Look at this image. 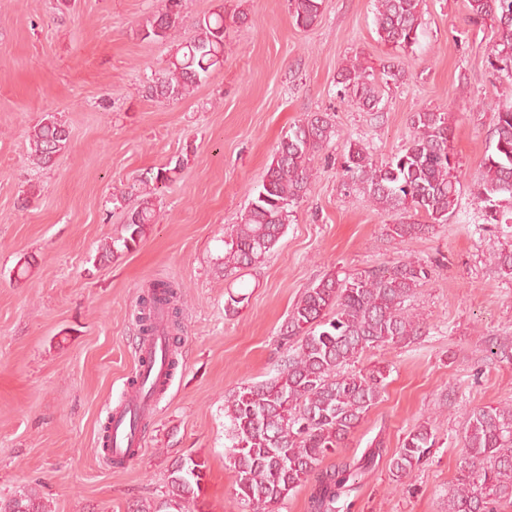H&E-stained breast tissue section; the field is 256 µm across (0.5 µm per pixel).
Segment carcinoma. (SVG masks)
I'll return each instance as SVG.
<instances>
[{
	"instance_id": "cac0c4a2",
	"label": "carcinoma",
	"mask_w": 512,
	"mask_h": 512,
	"mask_svg": "<svg viewBox=\"0 0 512 512\" xmlns=\"http://www.w3.org/2000/svg\"><path fill=\"white\" fill-rule=\"evenodd\" d=\"M379 38L403 51L419 45L420 0H376ZM473 22L491 21L500 34V48L489 65L512 80V0H468ZM295 25L317 21L322 0H290ZM183 0H164L147 17L139 35L168 38L182 20ZM224 12L197 22L196 35L184 43L146 93L151 98L179 100L224 64ZM402 80L399 70L379 73L353 65L339 73L343 95L359 107L375 110L382 85ZM413 137L403 152L376 163L367 148L349 143L342 175L351 179L384 210H422L438 222L458 206L460 183L450 148L448 113L420 111L413 115ZM335 135L331 117L315 113L293 127L275 149L262 183L241 223L231 226L224 241V276L263 262L277 247L289 224L291 208L310 192L311 156ZM493 151L484 159L479 181L480 210L488 224H511L501 210V197L512 199V106L496 112L490 131ZM69 130L55 117L34 127L32 156L40 168L51 166L66 147ZM188 158L178 156L138 179L142 190L125 214L124 235L106 245L105 255L134 249L157 220V194ZM429 229L427 224H392L391 236L405 240ZM490 260L512 275V244ZM432 270L415 260L339 277L333 272L308 289L288 314L282 341L288 346L283 368L273 380L241 388L224 407L231 423L229 462L237 474V496L253 512H275L290 491L314 477L311 500L315 512H336V503L350 491L358 464L341 462L322 469L326 453L339 448L361 425L384 393L385 368L347 371L366 350L405 346L421 335L419 314L405 301ZM181 291L169 281L151 283L138 302L136 322L143 337L158 331L156 311L166 313L165 358L176 366L175 346L182 332ZM436 440L428 425L416 426L391 456L389 472L400 482L431 454ZM206 462L188 456L169 472L168 496L156 504H140L133 512H184L185 503L200 502ZM512 507V406L478 405L467 415L464 451L457 483L448 492V512H502ZM0 512H47L34 489L0 499Z\"/></svg>"
}]
</instances>
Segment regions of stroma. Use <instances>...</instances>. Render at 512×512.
<instances>
[{
    "label": "stroma",
    "mask_w": 512,
    "mask_h": 512,
    "mask_svg": "<svg viewBox=\"0 0 512 512\" xmlns=\"http://www.w3.org/2000/svg\"><path fill=\"white\" fill-rule=\"evenodd\" d=\"M159 5L0 0V497L33 488L50 512H128L161 501L174 462L192 455L207 464L205 512H249L226 457V397L277 376L286 359L280 328L327 273L411 257L432 268L409 300L424 333L356 360L359 369L385 367L387 387L322 464L383 444L342 512H445L467 412L512 405V277L489 260L512 242V223H484L476 199L495 114L512 105V81L486 63L496 29L471 23L468 0H421L420 44L407 53L379 39L376 0H323L305 30L288 0H185L167 40L141 39L140 23ZM219 7L229 18L223 68L186 98L147 97L154 72ZM354 62L403 71V82L382 87L380 110L340 98L339 73ZM422 110L448 115L461 193L447 222L400 241L389 225L423 224L425 214L374 206L345 185L340 164L350 140L388 160L408 145L411 117ZM314 112L331 115L336 135L310 162L309 194L276 250L225 278L226 228L239 223L279 141ZM48 115L70 138L41 169L29 136ZM186 151L189 164L165 189L157 224L132 252L103 258L102 246L121 233L134 179ZM156 280L183 292L178 365L141 450L114 468L100 433L139 371L137 302ZM232 295L245 298L233 315L225 310ZM424 422L435 448L392 482L390 454Z\"/></svg>",
    "instance_id": "35a3bbf8"
}]
</instances>
